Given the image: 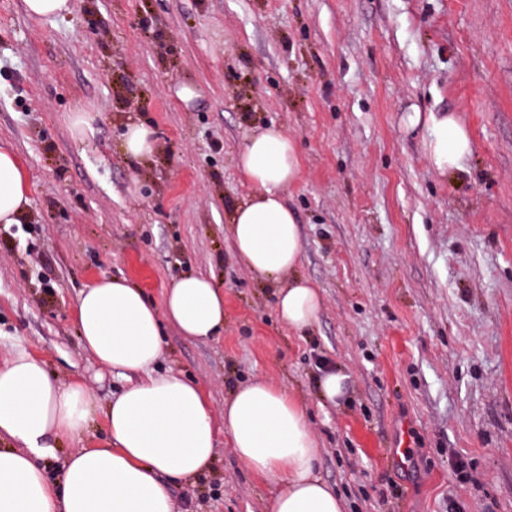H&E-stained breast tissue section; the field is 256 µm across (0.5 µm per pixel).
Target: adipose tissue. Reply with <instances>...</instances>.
<instances>
[{
  "instance_id": "1",
  "label": "adipose tissue",
  "mask_w": 512,
  "mask_h": 512,
  "mask_svg": "<svg viewBox=\"0 0 512 512\" xmlns=\"http://www.w3.org/2000/svg\"><path fill=\"white\" fill-rule=\"evenodd\" d=\"M408 121L426 125L425 156L438 173L459 168L472 150L455 114L415 111ZM238 169L252 193L231 217L237 254L254 273L287 276L278 316L306 330L318 319L322 296L294 274L303 241L282 190L299 175L295 139L266 127L247 141ZM28 207L18 157L0 147V223H20ZM76 319L82 346L97 364L137 379L105 407L109 447L71 453L54 480L39 463L52 452L46 440L84 432L91 393L79 380L58 383L24 349L0 364V437L12 442L0 449V512H174L170 484L202 473L222 434L250 473L279 479L270 512H344L341 497L315 472L320 447L308 411L288 391L252 380L232 393L218 417L193 382L171 369L158 371L164 323L196 340L223 331L224 293L209 279L181 277L158 307L125 279L104 277L81 291Z\"/></svg>"
}]
</instances>
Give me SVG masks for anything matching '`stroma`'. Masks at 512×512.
<instances>
[{
    "instance_id": "obj_1",
    "label": "stroma",
    "mask_w": 512,
    "mask_h": 512,
    "mask_svg": "<svg viewBox=\"0 0 512 512\" xmlns=\"http://www.w3.org/2000/svg\"><path fill=\"white\" fill-rule=\"evenodd\" d=\"M415 108L458 114L459 170L429 167ZM75 111L95 116L82 140ZM132 119L155 131L149 165L122 151ZM272 124L298 146L297 272L324 297L305 333L277 315L287 278L251 272L230 230L252 192L238 154ZM0 147L30 185L24 222L0 224V363L24 348L96 405L80 437L49 438L50 474L107 446L101 409L125 383L80 344V292L122 277L159 306L192 273L223 289L224 332L165 326L159 367L214 412L257 377L287 389L348 512H512V0H72L48 18L0 0ZM326 364L348 375L335 405ZM277 490L224 439L170 487L176 512H269Z\"/></svg>"
}]
</instances>
